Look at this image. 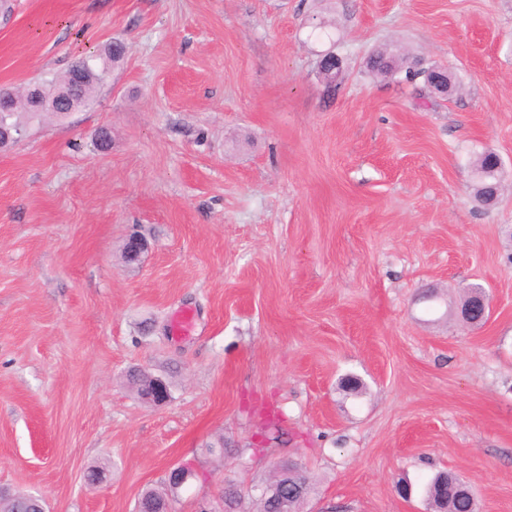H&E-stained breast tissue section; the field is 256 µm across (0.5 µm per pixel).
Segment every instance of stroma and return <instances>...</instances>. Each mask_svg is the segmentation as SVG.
I'll return each instance as SVG.
<instances>
[{
    "label": "stroma",
    "mask_w": 512,
    "mask_h": 512,
    "mask_svg": "<svg viewBox=\"0 0 512 512\" xmlns=\"http://www.w3.org/2000/svg\"><path fill=\"white\" fill-rule=\"evenodd\" d=\"M12 5L0 89L126 54L89 106L0 149V488L135 512L192 461L172 510L197 512L290 460L303 512H424L439 471L512 512V0ZM385 48L446 69L448 96L373 76ZM484 152L504 165L489 208ZM472 282L478 327L449 314ZM134 368L170 400H141Z\"/></svg>",
    "instance_id": "obj_1"
}]
</instances>
